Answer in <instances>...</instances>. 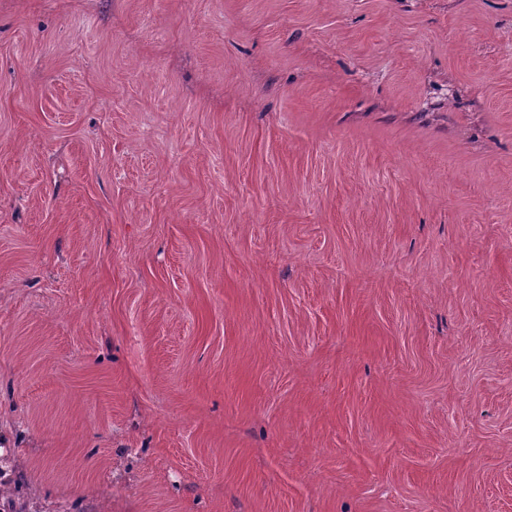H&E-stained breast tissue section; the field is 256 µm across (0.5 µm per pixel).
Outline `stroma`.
<instances>
[{
    "mask_svg": "<svg viewBox=\"0 0 512 512\" xmlns=\"http://www.w3.org/2000/svg\"><path fill=\"white\" fill-rule=\"evenodd\" d=\"M0 448L27 512H512V0H0Z\"/></svg>",
    "mask_w": 512,
    "mask_h": 512,
    "instance_id": "1",
    "label": "stroma"
}]
</instances>
